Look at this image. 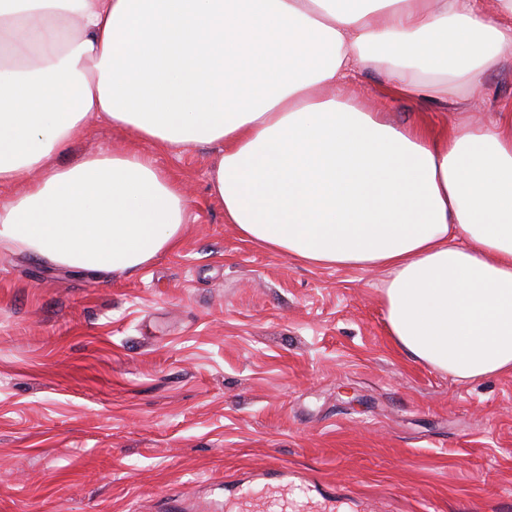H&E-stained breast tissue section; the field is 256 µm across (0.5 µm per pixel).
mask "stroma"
<instances>
[{
    "label": "stroma",
    "mask_w": 512,
    "mask_h": 512,
    "mask_svg": "<svg viewBox=\"0 0 512 512\" xmlns=\"http://www.w3.org/2000/svg\"><path fill=\"white\" fill-rule=\"evenodd\" d=\"M389 86L359 68L338 95L449 134L512 110V60L452 105ZM134 146L184 186L178 249L96 275L0 248V512H512V374L398 354L384 270L243 239L210 190L220 145L95 122L55 162Z\"/></svg>",
    "instance_id": "stroma-1"
}]
</instances>
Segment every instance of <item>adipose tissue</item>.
<instances>
[{"label": "adipose tissue", "instance_id": "adipose-tissue-1", "mask_svg": "<svg viewBox=\"0 0 512 512\" xmlns=\"http://www.w3.org/2000/svg\"><path fill=\"white\" fill-rule=\"evenodd\" d=\"M512 0H0V244L89 272L181 242V182L138 150L61 167L95 121L223 146L211 191L241 236L307 265L381 267L398 350L460 380L512 373V114L437 137L350 106L483 93Z\"/></svg>", "mask_w": 512, "mask_h": 512}]
</instances>
